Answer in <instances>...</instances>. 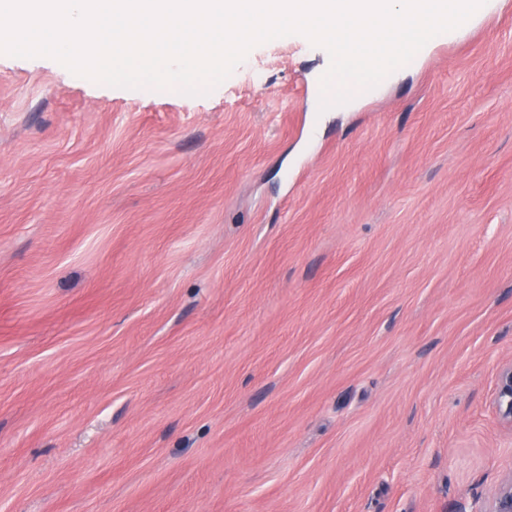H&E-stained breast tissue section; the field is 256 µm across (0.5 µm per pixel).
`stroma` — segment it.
I'll return each mask as SVG.
<instances>
[{"instance_id":"1","label":"stroma","mask_w":512,"mask_h":512,"mask_svg":"<svg viewBox=\"0 0 512 512\" xmlns=\"http://www.w3.org/2000/svg\"><path fill=\"white\" fill-rule=\"evenodd\" d=\"M320 111L0 54V512H489L512 480V0ZM495 407L502 423L512 427V364L503 366L497 375Z\"/></svg>"}]
</instances>
